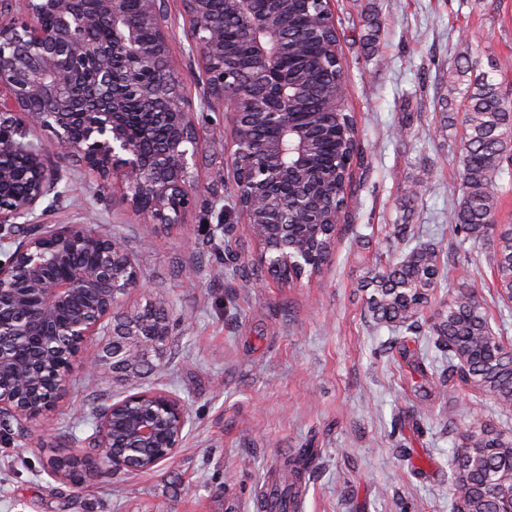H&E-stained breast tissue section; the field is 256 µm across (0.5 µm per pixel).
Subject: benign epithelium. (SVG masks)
<instances>
[{
  "label": "benign epithelium",
  "instance_id": "obj_1",
  "mask_svg": "<svg viewBox=\"0 0 512 512\" xmlns=\"http://www.w3.org/2000/svg\"><path fill=\"white\" fill-rule=\"evenodd\" d=\"M0 0V234L18 243L0 263V431L11 432L55 406L77 361L91 372L108 363L125 383L145 377L143 360L162 351L171 334L163 320L126 308L142 287L126 242L95 229L47 224L39 201L57 181L43 148L26 129L51 133L59 154L79 161L142 224H183L199 196L220 201L224 169L232 174L239 221L248 226L269 272L288 263L296 225L282 221L293 208L311 212L308 169L319 150L309 129L292 119L307 84L281 68L288 53V0H224L237 20L244 55L229 65L224 19L213 0H179L192 51L200 62L206 110L233 115L230 139L201 130L184 96L183 72L170 54V0ZM106 26L109 39L95 30ZM154 32L146 42L141 33ZM137 58L141 73L124 62ZM259 93L245 98L246 77ZM95 336H110L103 351ZM57 380L43 389V364ZM187 407L158 390L128 395L97 414L91 459L114 471L147 469L135 448L175 454Z\"/></svg>",
  "mask_w": 512,
  "mask_h": 512
}]
</instances>
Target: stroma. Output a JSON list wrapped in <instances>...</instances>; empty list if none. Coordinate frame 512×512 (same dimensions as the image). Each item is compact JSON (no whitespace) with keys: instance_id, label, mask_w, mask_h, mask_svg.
I'll return each instance as SVG.
<instances>
[{"instance_id":"1","label":"stroma","mask_w":512,"mask_h":512,"mask_svg":"<svg viewBox=\"0 0 512 512\" xmlns=\"http://www.w3.org/2000/svg\"><path fill=\"white\" fill-rule=\"evenodd\" d=\"M345 82L370 163L353 173L347 219L320 275L290 284L267 273L245 225L217 232L216 211L187 223L145 226L110 190L43 142L58 169L38 208L52 224L103 227L132 251L143 287L129 310L163 301L174 339L145 385L177 395L189 421L171 459L140 472L79 484L51 476L55 453L81 454L94 400L130 394L110 365L95 377L74 366L66 395L22 431L0 437V512H256L266 473L300 448L315 449L297 512H454L448 459L473 416H499L461 392L420 401L396 336L374 325L367 277L420 243L440 248L450 272L434 303L475 284L493 324L512 343V304L487 259L449 231L458 190L460 125H449L448 74L477 48L512 100V0H331ZM379 18L376 51L362 20ZM417 184L407 201L402 189ZM407 227L405 237L393 227ZM194 266L193 278L184 275Z\"/></svg>"}]
</instances>
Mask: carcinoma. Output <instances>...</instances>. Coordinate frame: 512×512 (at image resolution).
<instances>
[{"instance_id": "obj_1", "label": "carcinoma", "mask_w": 512, "mask_h": 512, "mask_svg": "<svg viewBox=\"0 0 512 512\" xmlns=\"http://www.w3.org/2000/svg\"><path fill=\"white\" fill-rule=\"evenodd\" d=\"M289 36L311 55L307 72L296 55L285 61L288 69L310 78L309 96L295 119L310 126L323 142V152L313 167L321 174L336 170V180L318 182L321 223L300 241L315 259L306 268L313 274L327 263L338 229L335 215L342 214L352 171L364 165L357 128L347 100L343 62L336 74L327 70V54L339 38L324 39L310 26L312 11L293 0L288 4ZM459 103L462 134L458 160L461 202L451 214V229L463 243H492L489 255L500 295L512 300V224L495 222L499 180L512 168V103L488 72H476L471 48L460 53L448 80V106ZM445 268L442 250L418 244L395 264L370 277L368 309L378 324L421 335L424 311L431 304ZM441 369L427 378L425 361L412 367L425 379L417 385L422 399L453 398L464 390L479 401L488 400L504 418L512 416V345L502 331H494L485 304L476 290L462 285L448 295L427 327ZM313 451L288 457L268 476L281 487L284 501L302 493V482ZM455 512H512V429L473 420L458 435L448 462Z\"/></svg>"}]
</instances>
